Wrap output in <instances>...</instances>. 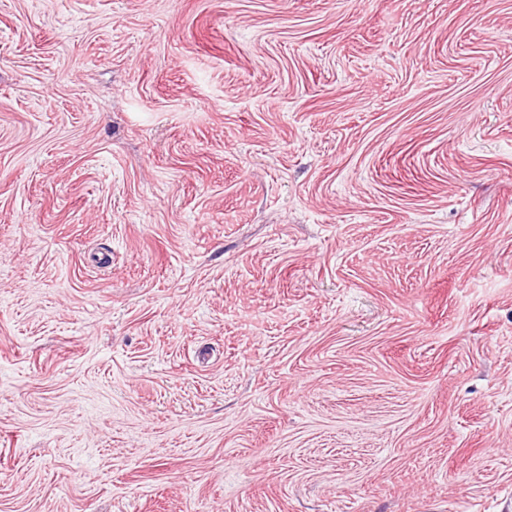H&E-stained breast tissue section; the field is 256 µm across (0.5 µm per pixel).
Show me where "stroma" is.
<instances>
[{
    "label": "stroma",
    "mask_w": 512,
    "mask_h": 512,
    "mask_svg": "<svg viewBox=\"0 0 512 512\" xmlns=\"http://www.w3.org/2000/svg\"><path fill=\"white\" fill-rule=\"evenodd\" d=\"M0 512H512V0H0Z\"/></svg>",
    "instance_id": "stroma-1"
}]
</instances>
